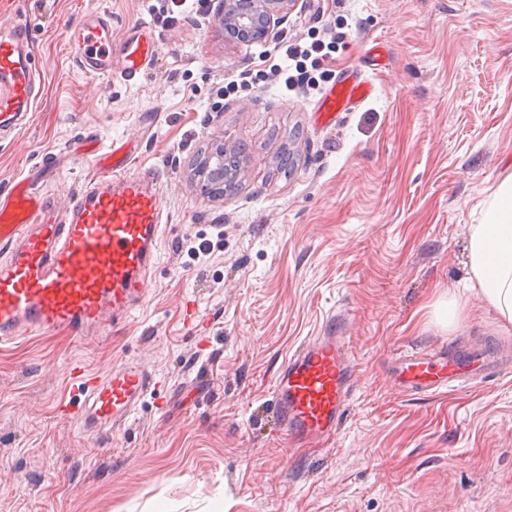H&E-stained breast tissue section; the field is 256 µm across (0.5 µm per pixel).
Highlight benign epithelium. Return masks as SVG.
<instances>
[{"mask_svg": "<svg viewBox=\"0 0 512 512\" xmlns=\"http://www.w3.org/2000/svg\"><path fill=\"white\" fill-rule=\"evenodd\" d=\"M295 0H220L219 21L222 25L246 33L245 45L272 40L283 17Z\"/></svg>", "mask_w": 512, "mask_h": 512, "instance_id": "1", "label": "benign epithelium"}]
</instances>
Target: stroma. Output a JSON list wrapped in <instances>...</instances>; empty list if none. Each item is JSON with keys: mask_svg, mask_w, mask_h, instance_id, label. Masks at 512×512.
I'll list each match as a JSON object with an SVG mask.
<instances>
[{"mask_svg": "<svg viewBox=\"0 0 512 512\" xmlns=\"http://www.w3.org/2000/svg\"><path fill=\"white\" fill-rule=\"evenodd\" d=\"M156 4L19 0L43 91L0 137V194L43 174L64 204L95 172L88 142L121 138L160 177L168 223L145 305L106 335L0 345V512H512V372L390 387L399 352L487 343L512 360V329L465 288L468 227L512 173V0H296L282 39L329 46L306 68L315 90L268 79L260 46L225 38L218 0L172 24ZM96 10L116 39L152 26L146 75L74 69L64 33ZM346 68L374 93L321 125L314 104ZM241 144L236 193L213 194L204 162ZM451 293L462 310L445 327L434 309ZM334 311L357 379L318 446L280 432L270 400ZM126 358L159 383L122 430L95 438L59 416L78 400L71 363Z\"/></svg>", "mask_w": 512, "mask_h": 512, "instance_id": "stroma-1", "label": "stroma"}]
</instances>
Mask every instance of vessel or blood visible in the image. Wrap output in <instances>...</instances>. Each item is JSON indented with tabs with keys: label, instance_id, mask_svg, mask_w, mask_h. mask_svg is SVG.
Instances as JSON below:
<instances>
[{
	"label": "vessel or blood",
	"instance_id": "b4317fda",
	"mask_svg": "<svg viewBox=\"0 0 512 512\" xmlns=\"http://www.w3.org/2000/svg\"><path fill=\"white\" fill-rule=\"evenodd\" d=\"M18 0H0V130L19 129L33 112L39 91L28 52L30 25L18 19ZM75 66L89 77L119 72L128 80L146 74L157 50L153 31L128 28L112 40V20L93 15L66 33ZM372 93L359 72H341L316 108L326 120L361 104ZM96 175L69 193L57 210L35 184L19 181L0 195V344L52 329L81 336L103 334L108 320L126 318L148 295L168 222L159 178L129 171L128 144L113 141L95 155ZM343 319L327 317L277 374L273 412L289 436L330 442L351 399L356 368L347 350ZM497 366L493 352L465 349L450 355L400 358L391 375L405 392L435 394L485 378ZM83 397L76 414L82 430L100 434L126 423L155 390V374L129 359L107 373L71 370Z\"/></svg>",
	"mask_w": 512,
	"mask_h": 512
}]
</instances>
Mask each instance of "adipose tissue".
Wrapping results in <instances>:
<instances>
[{"label": "adipose tissue", "instance_id": "ef3b65f1", "mask_svg": "<svg viewBox=\"0 0 512 512\" xmlns=\"http://www.w3.org/2000/svg\"><path fill=\"white\" fill-rule=\"evenodd\" d=\"M467 288L493 310L500 325L512 327V175L485 202L480 223L467 239Z\"/></svg>", "mask_w": 512, "mask_h": 512}]
</instances>
